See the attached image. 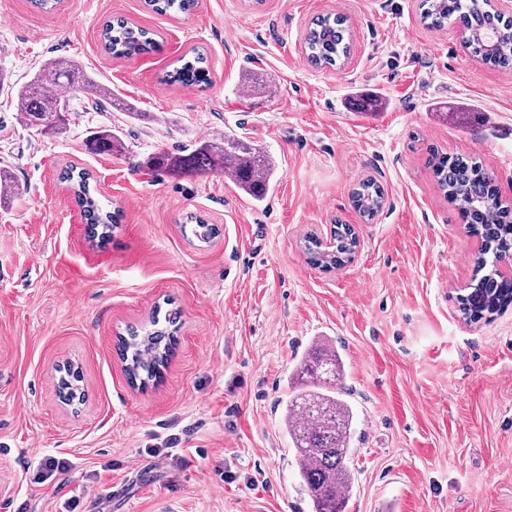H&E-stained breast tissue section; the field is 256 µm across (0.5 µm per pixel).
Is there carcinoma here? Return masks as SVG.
I'll list each match as a JSON object with an SVG mask.
<instances>
[{"label": "carcinoma", "mask_w": 512, "mask_h": 512, "mask_svg": "<svg viewBox=\"0 0 512 512\" xmlns=\"http://www.w3.org/2000/svg\"><path fill=\"white\" fill-rule=\"evenodd\" d=\"M159 14L185 13L195 0H146ZM422 19L433 28H442L454 18L469 31L465 48L470 54L495 66H512V20L508 21L488 0H421ZM350 29L342 16L326 15L312 23L305 34L308 60L315 66L333 67L350 51ZM104 48L115 56L147 53L154 47L152 34L120 18L108 22L102 29ZM206 57L196 53L184 62L170 81L193 85L207 80ZM54 88L90 91L96 102L117 112L137 116V108L112 88L84 75L67 58H55L44 63L26 84L11 90L25 126L43 136L63 133L70 123L69 99L52 92ZM86 150L95 154L126 153L123 139L116 131L101 129L90 132ZM436 183L449 202L463 213L483 215L486 226L481 237L491 252H512V207L503 203L480 173L479 165L470 158L448 159L434 154L429 160ZM138 165L173 176H189L221 171L235 185L260 202L267 197L275 165L269 155L253 147L234 133H224L204 139L193 150L148 154ZM67 183L92 236H108L113 216L103 210L96 198V186L91 174L74 167L63 172ZM354 207L373 220L384 206V194L372 180L359 183L351 194ZM192 233L200 241H208L214 228L197 216L188 217ZM336 246L327 249L319 239L306 240L305 249L311 262L320 267H336L347 262L351 253L348 237L341 229L334 230ZM479 276V295L483 302L462 308L464 315L474 311L492 312L512 297V283H498L499 271L484 264L482 257L475 262ZM179 313L169 310L164 319L154 316L151 329L142 333L132 329L120 342L129 375L151 378L159 373L175 340ZM344 365L339 352L326 343H316L301 358L296 368L297 384L286 403L284 423L290 437L300 478L310 498L314 512H345L353 488L349 463L355 414L342 397L338 381Z\"/></svg>", "instance_id": "cac0c4a2"}]
</instances>
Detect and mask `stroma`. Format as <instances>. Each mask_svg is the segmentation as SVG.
<instances>
[{
	"mask_svg": "<svg viewBox=\"0 0 512 512\" xmlns=\"http://www.w3.org/2000/svg\"><path fill=\"white\" fill-rule=\"evenodd\" d=\"M420 0H0V77L23 84L71 58L155 120L70 95L68 130L44 137L0 91V512H313L284 425L294 369L315 342L341 355L355 413L347 512H512V304L465 320L480 236L437 187L431 154L470 157L512 203V70L473 57ZM345 16L348 58L318 68L304 36ZM122 18L147 53L100 39ZM203 53L208 84L164 77ZM118 129L124 156L86 152ZM271 154L264 201L223 173L136 166L225 131ZM89 170L115 223L90 238L61 174ZM374 180L385 205L353 206ZM212 224L210 243L186 222ZM353 225L354 260L311 265L307 235ZM181 312L159 374L131 384L118 339ZM49 459L65 462L50 478ZM121 483L113 492V483ZM101 39L104 48L115 56L147 53L155 44L149 31L122 18L108 22L102 29ZM354 207L368 220H373L384 206V194L380 186L372 180L359 183L351 194Z\"/></svg>",
	"mask_w": 512,
	"mask_h": 512,
	"instance_id": "35a3bbf8",
	"label": "stroma"
}]
</instances>
